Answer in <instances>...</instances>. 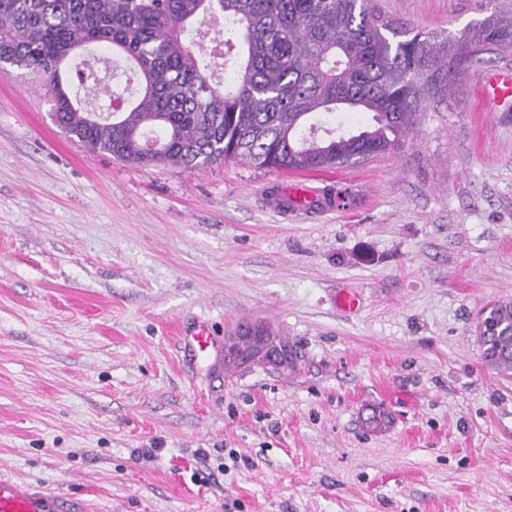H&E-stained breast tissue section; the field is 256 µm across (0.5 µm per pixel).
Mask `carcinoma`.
<instances>
[{"instance_id":"cac0c4a2","label":"carcinoma","mask_w":512,"mask_h":512,"mask_svg":"<svg viewBox=\"0 0 512 512\" xmlns=\"http://www.w3.org/2000/svg\"><path fill=\"white\" fill-rule=\"evenodd\" d=\"M223 18L241 31L210 52L187 42L195 25ZM512 48V17L484 20L457 62L442 58L410 23L396 24L378 0H0V73L5 65L39 72L54 98L56 123L93 150L143 167L193 169L240 159L269 169L320 170L399 154L417 123L426 85L470 62L481 45ZM90 46L131 63L122 91L98 74L85 78L112 113L93 124L61 76L69 58ZM242 59L219 85L215 72ZM365 112L370 122L349 134L334 115ZM500 335L478 341L484 360L512 371V299L490 306ZM273 346L296 352L271 327L236 330L224 369L252 363Z\"/></svg>"}]
</instances>
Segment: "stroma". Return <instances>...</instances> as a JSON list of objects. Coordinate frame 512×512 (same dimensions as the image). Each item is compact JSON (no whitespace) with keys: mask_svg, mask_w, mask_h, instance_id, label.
I'll list each match as a JSON object with an SVG mask.
<instances>
[{"mask_svg":"<svg viewBox=\"0 0 512 512\" xmlns=\"http://www.w3.org/2000/svg\"><path fill=\"white\" fill-rule=\"evenodd\" d=\"M378 3L439 43L512 9ZM498 70L512 50L438 74L401 155L298 173L144 168L61 129L40 74H0V478L84 512H512V373L472 333L512 297V111L478 100ZM244 319L298 369L216 367Z\"/></svg>","mask_w":512,"mask_h":512,"instance_id":"stroma-1","label":"stroma"}]
</instances>
